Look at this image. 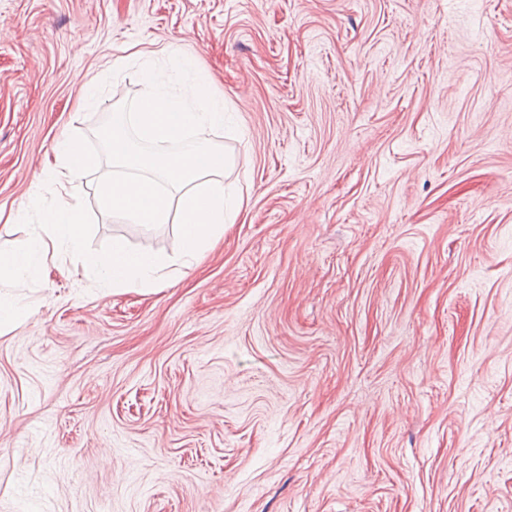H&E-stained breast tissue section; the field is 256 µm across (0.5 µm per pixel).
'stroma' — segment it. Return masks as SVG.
<instances>
[{"instance_id": "stroma-1", "label": "stroma", "mask_w": 512, "mask_h": 512, "mask_svg": "<svg viewBox=\"0 0 512 512\" xmlns=\"http://www.w3.org/2000/svg\"><path fill=\"white\" fill-rule=\"evenodd\" d=\"M172 50L243 206L175 285L22 288L0 512H512V0H0V246L67 137L87 249L177 252L97 197Z\"/></svg>"}]
</instances>
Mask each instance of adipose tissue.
<instances>
[{"label": "adipose tissue", "instance_id": "1", "mask_svg": "<svg viewBox=\"0 0 512 512\" xmlns=\"http://www.w3.org/2000/svg\"><path fill=\"white\" fill-rule=\"evenodd\" d=\"M149 93L135 111L119 113L113 120L109 151L113 171L98 185L103 208L123 214L134 224H179L181 245L174 255H165L144 244L130 248L113 239L108 253L85 250V226L78 196L91 158L77 142L66 140L54 149L55 159L35 173L33 192L48 184L58 187L53 208L45 223L35 225L29 243L22 248H0V324H9L25 306L19 297L4 294V287H22L35 273H48L50 254L69 257L75 272L103 290L159 287L170 269L191 268L233 223L226 210L222 149L207 145L205 135L224 123L223 98L201 94L191 100L171 95L164 88L161 72L143 74ZM138 135L151 143L142 152L131 142ZM188 137L197 144L178 152L165 150L168 142Z\"/></svg>", "mask_w": 512, "mask_h": 512}]
</instances>
